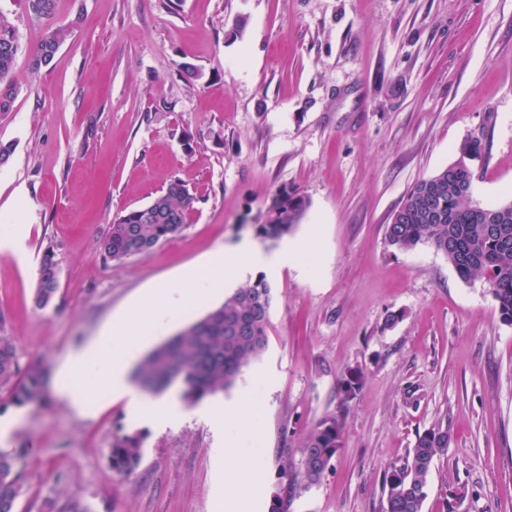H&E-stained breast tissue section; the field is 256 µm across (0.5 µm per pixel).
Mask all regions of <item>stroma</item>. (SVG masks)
<instances>
[{"label":"stroma","instance_id":"1","mask_svg":"<svg viewBox=\"0 0 512 512\" xmlns=\"http://www.w3.org/2000/svg\"><path fill=\"white\" fill-rule=\"evenodd\" d=\"M18 30L21 84L0 117L13 145L0 167V236L24 235L31 264L0 252V317L21 363L49 368L43 405L0 408L20 452L18 512H213L235 450L203 412L176 427L134 421L125 400L90 391L79 413L59 381L71 354L100 339L150 288L223 250L278 243L255 232L271 195L310 205L291 235L295 263L256 268L272 289L267 341L223 399L248 391L236 422L262 458L250 512H382L385 473L419 434L448 430L424 512H512V325L482 280H462L427 245L388 248L385 226L419 180L478 139L472 198L512 201V0H58L66 37L39 74L28 53L44 26L24 0H0ZM192 65L194 76L182 72ZM193 197L184 229L149 255L104 261L116 216L173 180ZM59 267L53 302L36 308L39 262ZM200 297L140 355L219 307ZM398 314L385 327L389 314ZM360 370L346 397L341 380ZM343 446L312 487L286 463L325 416ZM144 436L129 477L110 467L114 435Z\"/></svg>","mask_w":512,"mask_h":512}]
</instances>
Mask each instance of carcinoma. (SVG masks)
I'll return each instance as SVG.
<instances>
[{
	"mask_svg": "<svg viewBox=\"0 0 512 512\" xmlns=\"http://www.w3.org/2000/svg\"><path fill=\"white\" fill-rule=\"evenodd\" d=\"M29 14L45 22L41 40L28 55L29 69L38 73L57 53L63 31L54 26L57 0H24ZM19 38L8 16L0 12V115L13 110L20 87L14 79ZM472 139L459 148V158L435 175L418 181L386 225L385 243L401 251L429 245L442 253L463 280L479 278L497 302L500 318L512 324V203L484 208L472 199L467 161L481 153ZM192 197L179 180L172 181L151 203L125 211L111 224L97 248L106 261L123 262L149 254L182 230ZM309 201L293 188H280L257 227L264 240L290 235L304 216ZM58 264L52 251L43 253L34 291L38 308L47 307L58 290ZM272 290L264 278L237 288L224 304L211 310L186 331L149 353L135 376L146 391L182 379L183 400H199L231 387L241 368L266 343ZM48 371L36 362L21 365L12 337L0 328V404L25 406L46 397ZM343 446L342 424L324 417L300 446V475L305 486L317 484ZM448 449V431L434 425L417 438L407 462L384 479L383 512H423L427 478L435 460ZM19 453L0 451V512H17L24 494ZM142 460V436L120 434L112 439L108 461L128 477Z\"/></svg>",
	"mask_w": 512,
	"mask_h": 512,
	"instance_id": "carcinoma-1",
	"label": "carcinoma"
}]
</instances>
